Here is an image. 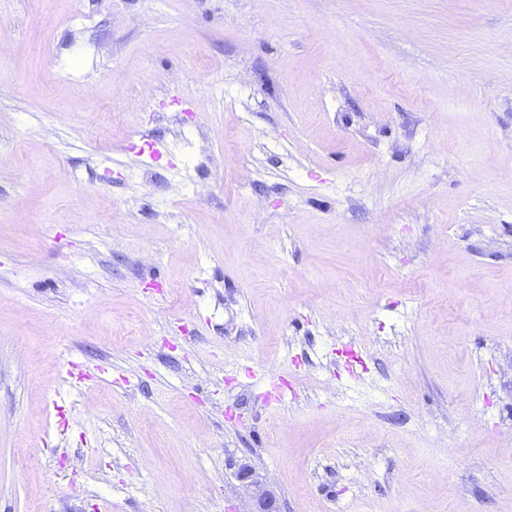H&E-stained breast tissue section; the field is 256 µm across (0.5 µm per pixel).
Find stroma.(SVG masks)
Here are the masks:
<instances>
[{
  "label": "stroma",
  "instance_id": "stroma-1",
  "mask_svg": "<svg viewBox=\"0 0 512 512\" xmlns=\"http://www.w3.org/2000/svg\"><path fill=\"white\" fill-rule=\"evenodd\" d=\"M0 25V512H512V0ZM243 480H247L246 487L251 488L252 498L255 500L254 512H278V506L274 494L264 487V484L253 477L252 471L244 469Z\"/></svg>",
  "mask_w": 512,
  "mask_h": 512
}]
</instances>
